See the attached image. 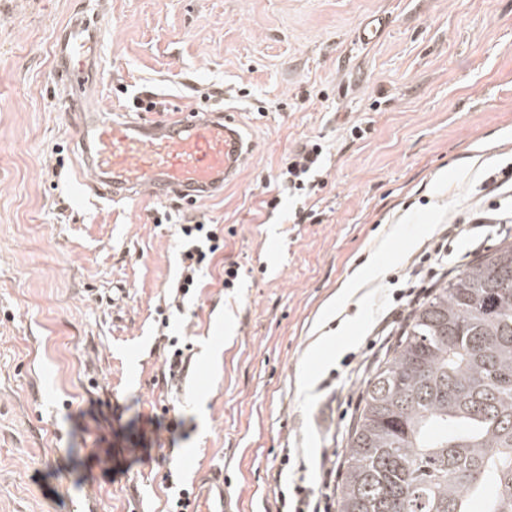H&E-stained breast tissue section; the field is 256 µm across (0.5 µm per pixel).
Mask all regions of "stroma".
<instances>
[{
    "mask_svg": "<svg viewBox=\"0 0 512 512\" xmlns=\"http://www.w3.org/2000/svg\"><path fill=\"white\" fill-rule=\"evenodd\" d=\"M89 2L0 0V512H77L88 498L168 512L172 467L189 485L223 469L239 512H276L281 449L346 458L365 384L342 362L365 347L392 278L512 162V0H105L103 110L140 94L160 104L152 120L228 105L256 140L223 197L191 207L112 202L84 181L53 49ZM373 17L386 28L362 43ZM355 124L366 138H350ZM317 136L314 215L294 223L292 196L267 213L289 153ZM188 217L218 225L224 247L178 310ZM163 334L192 346L172 388ZM98 399L122 420L76 428ZM163 415L183 417L185 437L139 447L129 419Z\"/></svg>",
    "mask_w": 512,
    "mask_h": 512,
    "instance_id": "stroma-1",
    "label": "stroma"
}]
</instances>
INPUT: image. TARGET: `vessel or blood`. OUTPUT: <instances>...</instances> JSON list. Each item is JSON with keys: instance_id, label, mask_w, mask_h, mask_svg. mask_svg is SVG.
Instances as JSON below:
<instances>
[{"instance_id": "1", "label": "vessel or blood", "mask_w": 512, "mask_h": 512, "mask_svg": "<svg viewBox=\"0 0 512 512\" xmlns=\"http://www.w3.org/2000/svg\"><path fill=\"white\" fill-rule=\"evenodd\" d=\"M102 36L99 18L82 13L59 28L54 50L57 85L75 115L76 145L98 194L116 201L147 190L189 203L223 195L255 150L237 112L196 108L154 121L106 116L90 99ZM190 512H235L223 472L196 485Z\"/></svg>"}]
</instances>
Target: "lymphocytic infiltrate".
<instances>
[{"label":"lymphocytic infiltrate","instance_id":"f902f5d3","mask_svg":"<svg viewBox=\"0 0 512 512\" xmlns=\"http://www.w3.org/2000/svg\"><path fill=\"white\" fill-rule=\"evenodd\" d=\"M324 148L319 139H310L288 156V162L275 178L280 192L310 200L316 196L321 182ZM486 199L471 204L464 216L445 224L439 240L430 242L412 260L403 275L399 289L393 291L385 309L376 316L373 339L360 352L348 357L351 376L362 378L375 364L396 325L418 302L423 289L433 287L446 277L445 254L451 240L472 238L475 229L491 224L512 223V163L496 170L483 183ZM182 250L180 278L171 288L172 299L186 297L199 287L215 253L220 248L218 228L213 224L184 222L180 226ZM280 471L286 482L280 485L277 512H334L336 507V462L322 455L319 463L299 448L281 451Z\"/></svg>","mask_w":512,"mask_h":512}]
</instances>
